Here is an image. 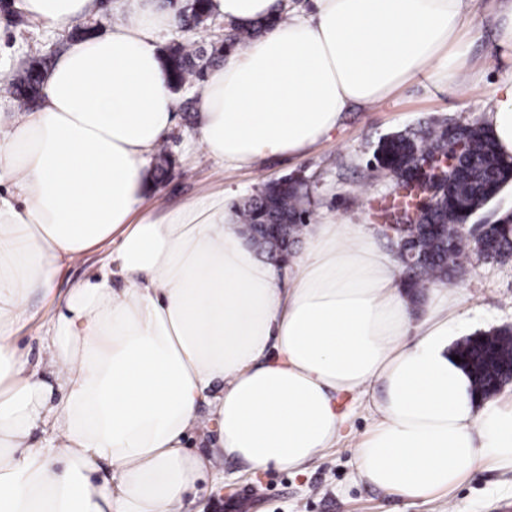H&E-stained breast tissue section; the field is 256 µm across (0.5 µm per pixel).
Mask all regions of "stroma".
Wrapping results in <instances>:
<instances>
[{
  "instance_id": "1",
  "label": "stroma",
  "mask_w": 512,
  "mask_h": 512,
  "mask_svg": "<svg viewBox=\"0 0 512 512\" xmlns=\"http://www.w3.org/2000/svg\"><path fill=\"white\" fill-rule=\"evenodd\" d=\"M501 5L502 0H472L468 40L474 68L460 77L458 88L440 92L416 81L379 103L352 107L343 113L332 138L302 158L263 160L250 168L232 169L199 154L188 155L186 141L194 132L196 115L178 112L166 142L174 160L172 176L154 187L152 200L174 208L220 191L229 201L239 202L266 180L298 174L310 185L314 219L364 225L378 250L395 255L379 221L395 188L390 180L371 176L368 164L373 151L383 137L417 131L435 118L486 122L495 89L512 78V60L501 56L496 43ZM0 29L12 47L10 54L0 57V66L14 75L34 57H55L70 40L69 32L49 30L20 13L0 21ZM451 292L469 311L454 340L512 327V258L472 261ZM351 423V437L341 439L302 472L271 468L251 478L239 463L225 462L221 485L203 481L192 495L194 512H500L504 502L512 501V470L492 468L477 472L451 498L405 508L398 499L355 479L351 438L372 423L364 405L354 404Z\"/></svg>"
}]
</instances>
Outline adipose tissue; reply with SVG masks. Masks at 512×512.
Masks as SVG:
<instances>
[{
  "label": "adipose tissue",
  "instance_id": "obj_1",
  "mask_svg": "<svg viewBox=\"0 0 512 512\" xmlns=\"http://www.w3.org/2000/svg\"><path fill=\"white\" fill-rule=\"evenodd\" d=\"M275 0H212L245 26ZM64 30L104 34L55 57L34 110L0 124V512H187L217 457L301 471L363 401L357 479L418 506L512 468V394L481 399L448 349L460 299L432 288L419 322L395 260L357 224L311 225L303 256L257 254L220 194L165 214L150 159L176 121L153 0H18ZM467 0H315L208 75L187 150L225 168L299 156L345 110L469 71ZM512 156V81L487 112ZM98 276L55 296L62 266ZM56 298L30 361V296ZM208 417H201V407ZM215 427L211 456L184 445Z\"/></svg>",
  "mask_w": 512,
  "mask_h": 512
}]
</instances>
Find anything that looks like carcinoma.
<instances>
[{
    "label": "carcinoma",
    "mask_w": 512,
    "mask_h": 512,
    "mask_svg": "<svg viewBox=\"0 0 512 512\" xmlns=\"http://www.w3.org/2000/svg\"><path fill=\"white\" fill-rule=\"evenodd\" d=\"M162 5L175 10L179 27L198 28L211 17L210 0H162ZM279 17L263 18L246 27L230 26L224 39L211 48L196 47L175 41L164 49L167 71L174 91L189 89L204 80L209 67L224 60V56L248 41L268 31ZM45 58L32 60L14 82V95L19 107L30 108L41 98ZM466 137L467 149L453 154V132ZM442 155L451 164L438 173L428 172L434 183V195L420 218L412 220L408 208L385 212L384 220L406 225V242L396 245L408 252L415 251L419 273L407 287L420 293L435 283L451 284L470 258L478 253L485 259L506 260L512 256V218L503 215L487 224L481 240L460 234L479 211L496 201L512 184V157L496 151L488 129L477 121L464 123L427 124L416 133H395L382 138L374 152V166L394 168L398 172L418 168L424 156ZM172 169L165 150H160L154 170V180L161 183ZM239 221L251 240L262 248H270L262 239L261 224L288 225V242L297 239L312 215L306 186L301 177L286 175L265 182L251 198L236 206ZM474 383L485 396L497 394L502 385L512 382V327L492 328L460 341L455 346Z\"/></svg>",
    "instance_id": "obj_1"
}]
</instances>
